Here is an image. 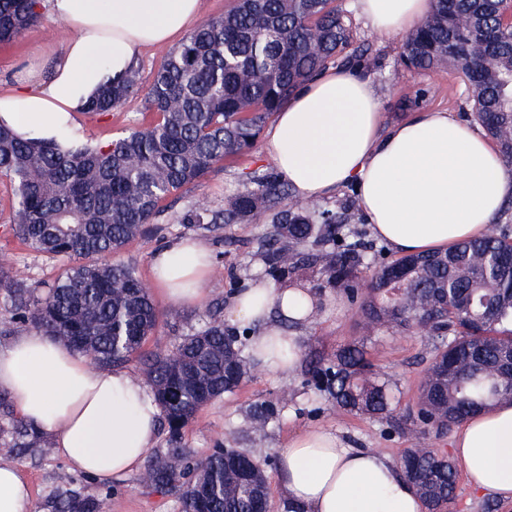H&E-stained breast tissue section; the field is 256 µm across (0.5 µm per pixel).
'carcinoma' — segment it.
Listing matches in <instances>:
<instances>
[{
  "label": "carcinoma",
  "instance_id": "cac0c4a2",
  "mask_svg": "<svg viewBox=\"0 0 512 512\" xmlns=\"http://www.w3.org/2000/svg\"><path fill=\"white\" fill-rule=\"evenodd\" d=\"M500 0H433L422 24L405 38L400 60L409 69L457 70L473 92L476 122L512 170V106L500 81L512 69V31L497 23ZM36 0H0V43L34 25ZM473 25L460 30L456 17ZM348 10L335 0H234L166 51L148 85L134 68L90 101L87 115L143 96L155 119L105 143L80 138L63 150L24 140L0 124V178L13 194L14 235L27 249L58 260L54 282L37 287L0 270V310L11 321L94 353V364L120 366L137 357L144 382L170 433L167 453L182 465L150 461L156 486L178 494L179 512H252L269 488L268 462L251 480L224 477V449L199 457L182 444V430L215 399L236 391L251 372L246 336L214 320L149 355L141 349L158 312L136 269L112 260L128 242L153 234L160 203L197 186L224 158L252 149L267 120L318 70L339 60L365 72L376 66L364 47H352ZM274 167L249 178L218 209L204 201L178 216L192 230L217 232L258 215L272 229L260 240L263 274L277 283L319 274L358 304L363 336L333 357L309 362L314 393L337 409L391 417L395 396L367 358L368 337L415 331L427 321L433 355L420 387L416 423L443 433L468 415L512 400V223L497 222L479 239L447 252L406 255L388 262L384 247L350 217L314 202L286 201ZM272 402L254 406L248 420L265 430L280 420ZM15 448L49 445L30 423H0ZM424 512H442L454 498L461 463L436 448H409L401 457ZM112 491L74 495L52 512H107Z\"/></svg>",
  "mask_w": 512,
  "mask_h": 512
}]
</instances>
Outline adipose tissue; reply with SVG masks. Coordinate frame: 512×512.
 <instances>
[{
	"label": "adipose tissue",
	"mask_w": 512,
	"mask_h": 512,
	"mask_svg": "<svg viewBox=\"0 0 512 512\" xmlns=\"http://www.w3.org/2000/svg\"><path fill=\"white\" fill-rule=\"evenodd\" d=\"M70 36L49 74L0 94V123L23 138L66 144L77 118L106 78L135 67L151 46L181 42L200 16V0H38ZM377 33L411 32L431 0H357ZM370 78L328 67L297 90L264 136V149L302 201L347 185L378 239L400 254L444 251L487 232L512 202V175L485 135L447 112L421 111L382 128ZM214 268L211 249L181 238L151 256L153 284L172 303L199 302ZM321 300L301 282L266 279L231 298L230 327H254L250 353L275 376L302 360L282 323L309 325ZM0 394L49 436L56 454L108 484L136 471L158 439L160 410L144 382L119 367L92 365L57 337L31 331L0 345ZM471 489L512 501V402L463 421L451 442ZM277 482L301 512H422L400 465L349 445L331 427L295 435L279 454ZM0 512H35L19 469L0 460Z\"/></svg>",
	"instance_id": "1"
}]
</instances>
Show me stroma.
<instances>
[{"instance_id": "obj_1", "label": "stroma", "mask_w": 512, "mask_h": 512, "mask_svg": "<svg viewBox=\"0 0 512 512\" xmlns=\"http://www.w3.org/2000/svg\"><path fill=\"white\" fill-rule=\"evenodd\" d=\"M338 2L352 12L354 42L369 46L376 58L377 67L371 77L381 102L384 125H392L411 112L424 110L447 111L471 120V93L460 74L448 68L431 72L407 69L399 60L403 34L374 32L355 13L356 0ZM68 36L66 26L44 11L37 23L12 42L0 44V92L23 80L30 69H47L51 53L58 50ZM148 118L143 98L138 95L113 112L80 115L79 132L85 140L105 142ZM269 165V159L259 146L246 154L224 159L201 184L164 200L162 212L155 220L157 234L130 241L119 253V260L133 265L143 281H151L153 252L187 235L186 229L176 221L179 213L202 199L211 206H223L226 197L243 189L250 174ZM12 200L9 184L0 180V266L20 280L53 282L59 272V262L27 250L11 231ZM268 223V218L261 217L229 225L217 235L200 233V240L214 253L222 255L223 260L216 264L200 304L177 306L160 291H153L161 317L145 345L146 350L167 347L174 337L197 330L212 318L224 317L234 289L262 278V265L256 251ZM325 295L328 305L320 309L316 320L303 332V355L307 358L330 357L340 345L359 335L356 306L334 290H326ZM368 351L376 369L387 373L397 384L398 406L394 420L336 410L313 394L305 383L304 372H297L288 379L255 369L237 391L216 399L194 416L183 431V442L200 455L221 443L274 458L297 431L323 425L341 431L353 446L381 451L396 461L409 448H449L450 435L421 432L409 419L410 413L417 409L419 386L431 357L428 337L417 332L410 335L384 333L369 341ZM262 400L278 403L283 414L275 428L256 432L247 423L245 412L249 405ZM0 459L18 465L33 490L36 512H50L52 501L72 492L95 495L101 490L100 484L71 471L50 447L23 450L13 447L10 437L5 436L0 438ZM111 488L108 512H176V496L146 485L141 473L113 482ZM445 512H512V504L501 503L490 494H475L466 476L461 474L457 477L455 497Z\"/></svg>"}]
</instances>
